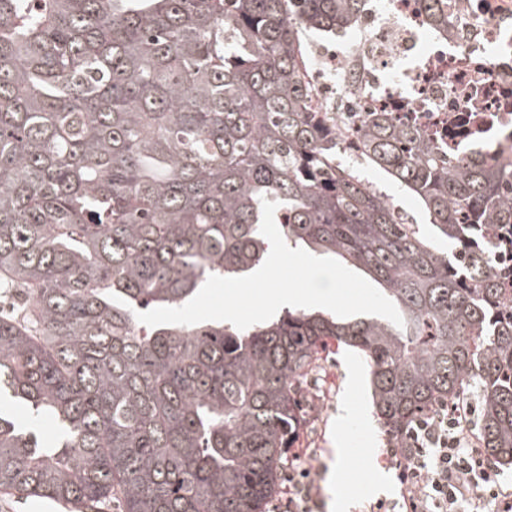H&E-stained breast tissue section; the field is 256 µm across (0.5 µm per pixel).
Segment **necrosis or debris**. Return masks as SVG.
Instances as JSON below:
<instances>
[{
    "instance_id": "necrosis-or-debris-1",
    "label": "necrosis or debris",
    "mask_w": 512,
    "mask_h": 512,
    "mask_svg": "<svg viewBox=\"0 0 512 512\" xmlns=\"http://www.w3.org/2000/svg\"><path fill=\"white\" fill-rule=\"evenodd\" d=\"M447 29L422 0H365L350 31L319 43L313 103L345 143L376 112L415 127L444 158L480 153L512 168V0H441Z\"/></svg>"
}]
</instances>
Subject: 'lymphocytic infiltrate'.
I'll list each match as a JSON object with an SVG mask.
<instances>
[{
	"instance_id": "obj_1",
	"label": "lymphocytic infiltrate",
	"mask_w": 512,
	"mask_h": 512,
	"mask_svg": "<svg viewBox=\"0 0 512 512\" xmlns=\"http://www.w3.org/2000/svg\"><path fill=\"white\" fill-rule=\"evenodd\" d=\"M410 447L390 448L404 490L399 512H512L496 469L471 447L460 410L438 409L414 422Z\"/></svg>"
}]
</instances>
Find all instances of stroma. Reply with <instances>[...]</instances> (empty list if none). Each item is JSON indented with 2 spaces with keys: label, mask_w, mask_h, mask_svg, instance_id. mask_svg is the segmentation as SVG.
<instances>
[{
  "label": "stroma",
  "mask_w": 512,
  "mask_h": 512,
  "mask_svg": "<svg viewBox=\"0 0 512 512\" xmlns=\"http://www.w3.org/2000/svg\"><path fill=\"white\" fill-rule=\"evenodd\" d=\"M359 171L410 213L437 251H447V238L436 232L421 206L392 185L383 171L364 163ZM304 389L311 406L293 451L298 455V466L311 470L313 498L289 504L288 483L283 480L267 504L268 512H336L340 499L348 503L347 512H362L364 506L379 500L388 505L398 501L400 482L385 454L389 439L374 412L362 356L345 346L332 348L307 377ZM338 466L344 468L345 476L334 483L329 474Z\"/></svg>",
  "instance_id": "1"
}]
</instances>
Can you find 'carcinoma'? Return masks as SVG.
Listing matches in <instances>:
<instances>
[{
	"label": "carcinoma",
	"mask_w": 512,
	"mask_h": 512,
	"mask_svg": "<svg viewBox=\"0 0 512 512\" xmlns=\"http://www.w3.org/2000/svg\"><path fill=\"white\" fill-rule=\"evenodd\" d=\"M364 0H0V495L123 512H264L329 343L370 368L395 447L418 417L480 405V447L512 465V171L438 157L378 112L362 158L454 244L437 252L349 166L312 107L303 30ZM334 255L398 309L286 311L150 327L270 244ZM500 261H495L494 256ZM51 424L38 440L16 407Z\"/></svg>",
	"instance_id": "cac0c4a2"
}]
</instances>
